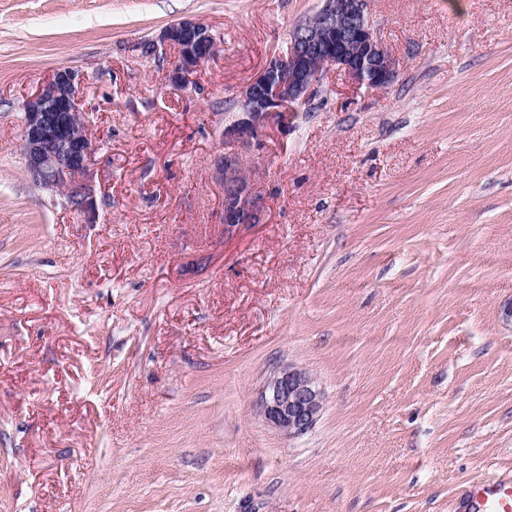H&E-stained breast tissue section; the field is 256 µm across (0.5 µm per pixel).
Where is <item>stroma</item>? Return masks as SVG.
Here are the masks:
<instances>
[{
  "label": "stroma",
  "instance_id": "35a3bbf8",
  "mask_svg": "<svg viewBox=\"0 0 512 512\" xmlns=\"http://www.w3.org/2000/svg\"><path fill=\"white\" fill-rule=\"evenodd\" d=\"M320 0H0V512H459L512 475V0H369L397 72L329 71L247 162L224 115ZM210 26L193 85L168 25ZM82 73L91 214L32 183L25 100ZM313 374L306 434L269 374ZM323 409V395L306 370L284 366L267 378L258 403L264 421L288 438L309 431Z\"/></svg>",
  "mask_w": 512,
  "mask_h": 512
}]
</instances>
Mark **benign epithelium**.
<instances>
[{"mask_svg": "<svg viewBox=\"0 0 512 512\" xmlns=\"http://www.w3.org/2000/svg\"><path fill=\"white\" fill-rule=\"evenodd\" d=\"M170 47L177 53L172 80L191 82L196 69L216 53L210 27L198 21H180L148 42L149 55ZM360 87L387 86L396 72V59L377 37L368 0H322L314 15L297 23L288 53L269 60L241 91L236 111L224 119V143L234 150L224 154V232L263 223L262 197L246 173L245 158L272 118L309 102L321 87L328 69ZM82 76L71 69L54 72L23 105L22 144L25 171L36 185L61 191L68 207L85 214L93 207L88 184L94 146L88 134L78 91ZM323 409V395L307 371L284 366L267 378L258 403L264 421L284 436L309 431Z\"/></svg>", "mask_w": 512, "mask_h": 512, "instance_id": "7a95c632", "label": "benign epithelium"}]
</instances>
